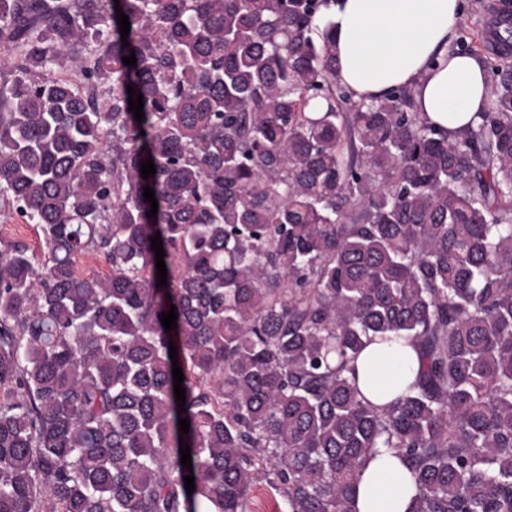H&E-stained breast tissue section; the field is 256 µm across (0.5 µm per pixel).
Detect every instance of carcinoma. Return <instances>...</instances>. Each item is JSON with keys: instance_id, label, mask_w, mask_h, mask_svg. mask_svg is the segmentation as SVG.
Instances as JSON below:
<instances>
[{"instance_id": "1", "label": "carcinoma", "mask_w": 512, "mask_h": 512, "mask_svg": "<svg viewBox=\"0 0 512 512\" xmlns=\"http://www.w3.org/2000/svg\"><path fill=\"white\" fill-rule=\"evenodd\" d=\"M327 3L0 0V212L43 242L0 239V512H247L263 480L355 512L377 448L416 512H512V23L481 122L444 134L407 89L350 101ZM65 64L83 85L39 77ZM392 337L419 369L378 408L347 372ZM0 238L26 244L35 262L40 260L42 246L37 227L34 224H24L16 214L0 213Z\"/></svg>"}]
</instances>
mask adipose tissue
Returning a JSON list of instances; mask_svg holds the SVG:
<instances>
[{
  "instance_id": "adipose-tissue-1",
  "label": "adipose tissue",
  "mask_w": 512,
  "mask_h": 512,
  "mask_svg": "<svg viewBox=\"0 0 512 512\" xmlns=\"http://www.w3.org/2000/svg\"><path fill=\"white\" fill-rule=\"evenodd\" d=\"M462 14L461 0H330L315 24L336 56V80L352 101L406 88L423 118L452 134L479 123L491 91L480 57L449 50ZM418 366L411 340H379L356 359V385L381 407L408 391ZM414 496L403 460L376 449L357 485V512H415Z\"/></svg>"
}]
</instances>
